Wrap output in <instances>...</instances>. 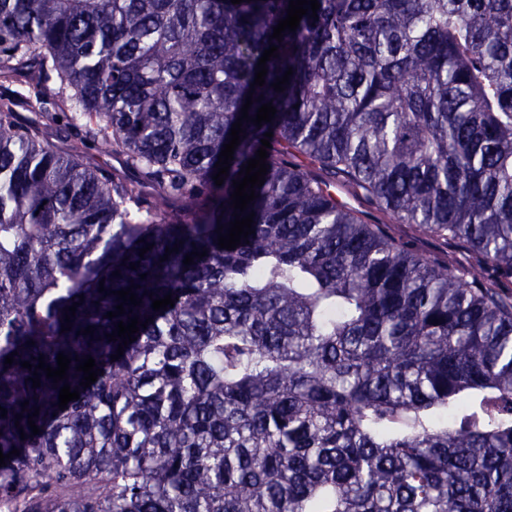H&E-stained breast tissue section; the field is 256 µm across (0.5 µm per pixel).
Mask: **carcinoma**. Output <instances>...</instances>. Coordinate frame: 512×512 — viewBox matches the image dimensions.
Returning <instances> with one entry per match:
<instances>
[{
    "label": "carcinoma",
    "mask_w": 512,
    "mask_h": 512,
    "mask_svg": "<svg viewBox=\"0 0 512 512\" xmlns=\"http://www.w3.org/2000/svg\"><path fill=\"white\" fill-rule=\"evenodd\" d=\"M318 2L279 42L289 0H0V74L26 76L0 94L4 512H512V0ZM249 95L275 118L242 122L218 186ZM18 98L136 177L59 152ZM268 131L255 233L221 249ZM60 352L67 378L32 387L21 362ZM336 195L338 199L345 202L352 208H355L357 210L370 211L371 222L390 225L393 234H395L396 236H402L410 240L414 247L424 256L432 255L433 252L435 251V242L429 237L417 232L415 228L410 224H398L386 213L369 210L368 206L363 200L351 196L343 190H338L336 192Z\"/></svg>",
    "instance_id": "1"
}]
</instances>
